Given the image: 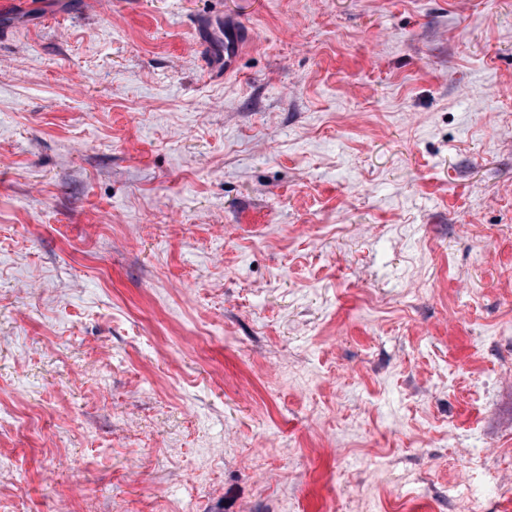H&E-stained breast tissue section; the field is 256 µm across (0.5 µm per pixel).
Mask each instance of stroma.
<instances>
[{"mask_svg": "<svg viewBox=\"0 0 512 512\" xmlns=\"http://www.w3.org/2000/svg\"><path fill=\"white\" fill-rule=\"evenodd\" d=\"M457 485L512 512V0H0V512ZM209 34L219 52V62H214L212 68L222 70L224 74L235 71L237 58L243 44V31L235 27L224 26V21L212 20L209 26Z\"/></svg>", "mask_w": 512, "mask_h": 512, "instance_id": "stroma-1", "label": "stroma"}]
</instances>
